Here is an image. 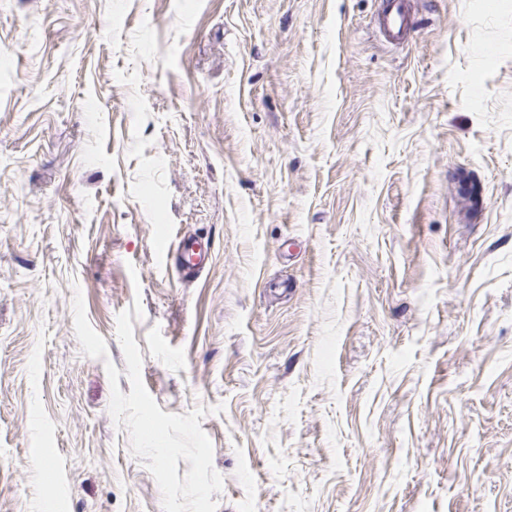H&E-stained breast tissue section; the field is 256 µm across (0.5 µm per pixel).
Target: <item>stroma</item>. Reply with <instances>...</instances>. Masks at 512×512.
I'll return each instance as SVG.
<instances>
[{"label": "stroma", "mask_w": 512, "mask_h": 512, "mask_svg": "<svg viewBox=\"0 0 512 512\" xmlns=\"http://www.w3.org/2000/svg\"><path fill=\"white\" fill-rule=\"evenodd\" d=\"M378 5L0 0V512H163L125 310L217 512H512V0ZM378 13V28L385 40L392 44L408 42L415 19L408 0H384ZM208 241L188 237L182 239L174 249L167 251V256L172 254L176 257V269L185 279H197L207 268L211 259V252Z\"/></svg>", "instance_id": "35a3bbf8"}]
</instances>
